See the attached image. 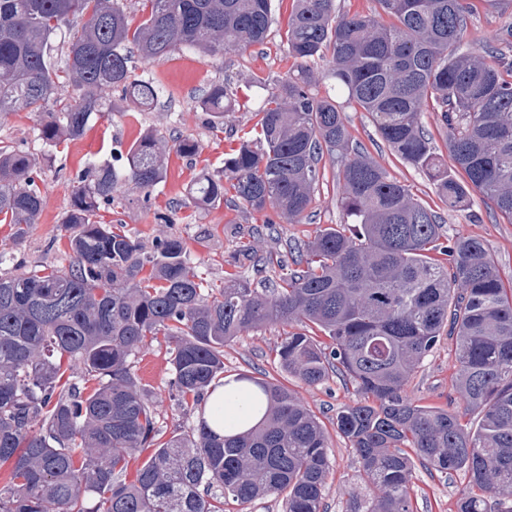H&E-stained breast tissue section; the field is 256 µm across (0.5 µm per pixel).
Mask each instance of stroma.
Returning a JSON list of instances; mask_svg holds the SVG:
<instances>
[{
	"instance_id": "35a3bbf8",
	"label": "stroma",
	"mask_w": 512,
	"mask_h": 512,
	"mask_svg": "<svg viewBox=\"0 0 512 512\" xmlns=\"http://www.w3.org/2000/svg\"><path fill=\"white\" fill-rule=\"evenodd\" d=\"M292 8V0H275V21L263 44L225 53L223 58L204 57L182 49L156 62L134 60L137 76L164 88L155 107L143 110L134 106L105 113L91 122L85 136L59 147L54 162L38 168L36 183L44 199L37 224L23 238H15L11 225L0 224V250L26 267L66 264L68 246L61 224L73 190V178L90 158L107 159L126 151L143 132L160 131L167 139L191 137L202 146L197 158L169 154L167 178L151 196L125 186L111 204L102 207V222L123 225L125 232L151 242L158 235L181 237L196 273L213 287L240 275L274 281L278 268L255 272L240 255L242 245L253 244L259 252L272 251L286 262H293L297 244L314 237L318 228L343 221L337 175L345 158L326 161L325 177L318 188L313 216L309 223L290 224L277 220L265 225L264 215L224 203L217 207L195 205L187 190L201 170L223 166L224 154L255 123V113L264 99L274 93L279 81L293 66L282 41V33ZM228 79L238 90L234 112L215 130L207 113L195 107V98L209 84ZM347 121L353 142L384 166L397 180L444 217L445 235H472L488 245L501 274L512 275V223L492 210L488 200L473 196L470 203L455 211H445L427 177L396 156L376 135L366 113L348 112ZM38 124L28 112L0 116V146L11 145L34 154L44 147L37 138ZM283 330L267 326L236 337L224 347V374L234 377L249 374L283 385L312 411L329 436L330 471L322 494L323 512H349L352 499L371 494L370 486L358 475L355 452L336 431V414L358 398L355 385L330 376L319 385L308 386L288 375L278 361L276 348ZM170 347L165 339L144 346L130 362L143 385L152 392L157 413L159 442L185 433L198 423L197 411L181 407L171 395ZM454 354L451 340L441 339L408 384L409 394L421 403L451 408L456 397L452 375ZM466 473L448 475L417 468L413 487L414 512H457V501L468 485Z\"/></svg>"
}]
</instances>
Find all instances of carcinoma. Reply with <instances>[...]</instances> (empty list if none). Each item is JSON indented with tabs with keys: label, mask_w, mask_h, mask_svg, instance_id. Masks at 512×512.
<instances>
[{
	"label": "carcinoma",
	"mask_w": 512,
	"mask_h": 512,
	"mask_svg": "<svg viewBox=\"0 0 512 512\" xmlns=\"http://www.w3.org/2000/svg\"><path fill=\"white\" fill-rule=\"evenodd\" d=\"M390 22L337 14L336 0H295L284 41L296 69L255 113L224 167L204 170L191 198L262 213L290 224L309 218L321 162L347 156L339 174L346 222L316 231L298 268L271 290L235 279L204 286L184 240H142L98 220L120 185L150 196L167 177L170 149L187 157L198 141L168 145L148 130L125 162L90 159L76 176L62 220L68 264L48 272L0 271V512H224L232 500L282 499L283 512H321L329 473L324 425L288 388L249 375L266 404L246 432L217 435L205 421L156 448L127 479L131 458L154 445L152 392L130 357L158 334L172 344L171 387L194 409L224 379V345L269 324L284 328L281 367L302 383L349 377L362 398L336 415L361 473L376 489L352 512H412L415 463L466 472L457 512H512V281L475 236L445 237L440 213L359 147L347 109L368 113L381 140L425 173L450 210L477 194L512 223V21L479 48L466 41L467 0H375ZM132 25L121 0H0V115L39 117L47 148L76 141L101 112L99 91L146 108L162 90L135 75L132 55L159 61L195 49L211 57L264 43L273 0H144ZM339 96L312 90L315 65ZM73 95L45 107L60 78ZM237 90L212 83L196 99L224 127ZM437 112L453 167L423 124ZM52 154L0 146V220L17 238L38 223L34 174ZM455 341L453 382L472 430L448 409L411 399L406 385L441 336ZM96 381H62V360Z\"/></svg>",
	"instance_id": "cac0c4a2"
}]
</instances>
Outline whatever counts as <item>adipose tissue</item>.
I'll list each match as a JSON object with an SVG mask.
<instances>
[{
	"instance_id": "ef3b65f1",
	"label": "adipose tissue",
	"mask_w": 512,
	"mask_h": 512,
	"mask_svg": "<svg viewBox=\"0 0 512 512\" xmlns=\"http://www.w3.org/2000/svg\"><path fill=\"white\" fill-rule=\"evenodd\" d=\"M260 416L251 392L237 382L214 388L207 396L202 417L216 433H234L255 424Z\"/></svg>"
}]
</instances>
